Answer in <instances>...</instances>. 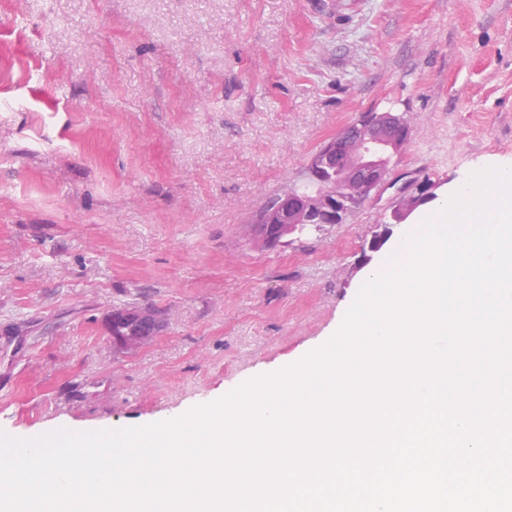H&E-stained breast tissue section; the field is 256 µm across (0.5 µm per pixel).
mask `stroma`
I'll return each mask as SVG.
<instances>
[{
    "label": "stroma",
    "mask_w": 512,
    "mask_h": 512,
    "mask_svg": "<svg viewBox=\"0 0 512 512\" xmlns=\"http://www.w3.org/2000/svg\"><path fill=\"white\" fill-rule=\"evenodd\" d=\"M386 110L399 183L512 166V0H0V430L168 421L323 346L392 191L271 252L249 219ZM128 304L168 317L132 352ZM161 314L148 306H126L112 310L107 319V330L114 344L136 350L151 341L163 326ZM135 324L141 336H126L122 325Z\"/></svg>",
    "instance_id": "obj_1"
}]
</instances>
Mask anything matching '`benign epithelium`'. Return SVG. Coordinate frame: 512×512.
Here are the masks:
<instances>
[{"label":"benign epithelium","mask_w":512,"mask_h":512,"mask_svg":"<svg viewBox=\"0 0 512 512\" xmlns=\"http://www.w3.org/2000/svg\"><path fill=\"white\" fill-rule=\"evenodd\" d=\"M409 126L390 111L367 112L343 127L332 140L313 154L306 169L319 183L310 193L289 189L260 207L251 224L260 247L273 250L294 224H342L366 201L390 185V159L406 144ZM438 185L425 182L399 192L388 207V220L375 225L364 248L368 263L393 235V227L407 223L421 205L436 197ZM163 326L161 314L148 306L112 310L107 330L113 343L136 350L151 341Z\"/></svg>","instance_id":"7a95c632"}]
</instances>
